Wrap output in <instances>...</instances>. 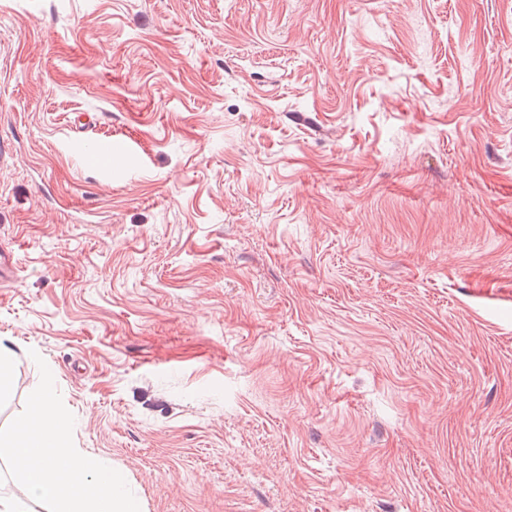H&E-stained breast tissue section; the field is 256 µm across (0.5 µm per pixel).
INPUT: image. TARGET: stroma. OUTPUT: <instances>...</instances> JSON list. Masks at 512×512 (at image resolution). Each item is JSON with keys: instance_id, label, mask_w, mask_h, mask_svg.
<instances>
[{"instance_id": "1", "label": "stroma", "mask_w": 512, "mask_h": 512, "mask_svg": "<svg viewBox=\"0 0 512 512\" xmlns=\"http://www.w3.org/2000/svg\"><path fill=\"white\" fill-rule=\"evenodd\" d=\"M1 252L146 512H512V0H0Z\"/></svg>"}]
</instances>
